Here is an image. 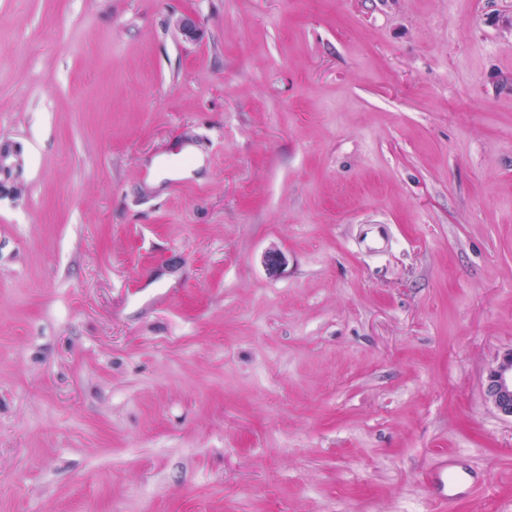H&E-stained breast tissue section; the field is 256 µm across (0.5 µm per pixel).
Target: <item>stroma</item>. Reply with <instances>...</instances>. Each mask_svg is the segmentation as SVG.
Returning <instances> with one entry per match:
<instances>
[{
  "instance_id": "1",
  "label": "stroma",
  "mask_w": 512,
  "mask_h": 512,
  "mask_svg": "<svg viewBox=\"0 0 512 512\" xmlns=\"http://www.w3.org/2000/svg\"><path fill=\"white\" fill-rule=\"evenodd\" d=\"M1 138L0 512H512V0H0ZM20 171L21 159L18 151L8 142H0V198L18 194ZM185 153L190 157V164L182 165H163L155 163L153 165V175L148 179L147 184L155 188L164 180H181L194 177V172L199 171L205 165L204 156L194 147L187 146ZM485 395L498 413L512 419V350L488 374ZM445 470L446 481L441 477V473ZM437 479L441 486V492L435 497L439 506L438 511H446L449 504L454 503L464 495L470 484V475L463 470L455 469L450 456L444 457V464Z\"/></svg>"
}]
</instances>
